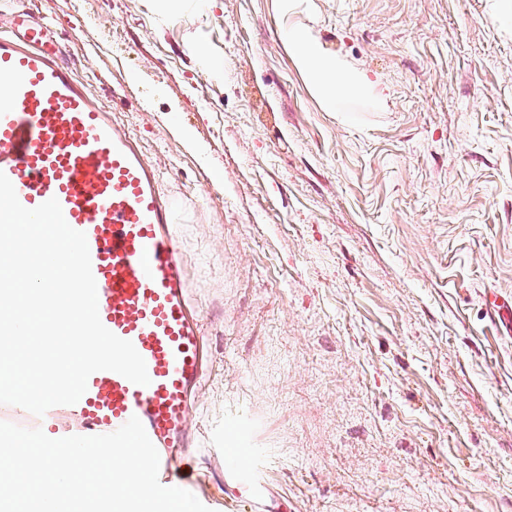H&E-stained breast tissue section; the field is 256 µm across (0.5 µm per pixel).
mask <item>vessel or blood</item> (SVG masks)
Listing matches in <instances>:
<instances>
[{
    "instance_id": "obj_1",
    "label": "vessel or blood",
    "mask_w": 512,
    "mask_h": 512,
    "mask_svg": "<svg viewBox=\"0 0 512 512\" xmlns=\"http://www.w3.org/2000/svg\"><path fill=\"white\" fill-rule=\"evenodd\" d=\"M56 30L45 17L17 14L0 31V75L12 78L0 104V172L24 207L57 199L66 222L85 233L100 320L146 363V386L93 373L69 408L74 434H109L138 417L160 456L159 481L169 487L173 451L188 445V393L204 369L203 325L191 313L179 254L178 204L64 63ZM486 308L496 330L511 336L512 297L492 295Z\"/></svg>"
}]
</instances>
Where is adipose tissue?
<instances>
[{
	"mask_svg": "<svg viewBox=\"0 0 512 512\" xmlns=\"http://www.w3.org/2000/svg\"><path fill=\"white\" fill-rule=\"evenodd\" d=\"M281 39L327 110H334L337 98L342 95L376 90V83L366 75L326 54L308 29L295 25L285 27Z\"/></svg>",
	"mask_w": 512,
	"mask_h": 512,
	"instance_id": "1",
	"label": "adipose tissue"
}]
</instances>
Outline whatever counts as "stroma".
<instances>
[{
  "instance_id": "stroma-1",
  "label": "stroma",
  "mask_w": 512,
  "mask_h": 512,
  "mask_svg": "<svg viewBox=\"0 0 512 512\" xmlns=\"http://www.w3.org/2000/svg\"><path fill=\"white\" fill-rule=\"evenodd\" d=\"M182 202L208 361L174 464L211 512H512L505 0H0ZM297 25L381 83L328 111ZM236 474L237 500L224 494ZM486 308L496 330L503 336L512 337V297L493 294L487 299Z\"/></svg>"
}]
</instances>
